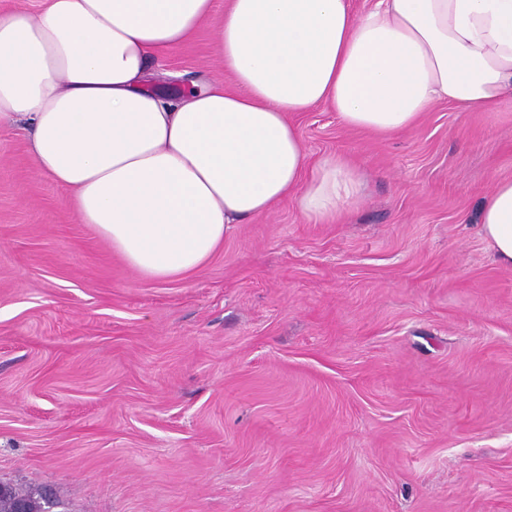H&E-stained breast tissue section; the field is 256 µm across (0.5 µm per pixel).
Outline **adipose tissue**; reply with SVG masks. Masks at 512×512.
<instances>
[{"mask_svg": "<svg viewBox=\"0 0 512 512\" xmlns=\"http://www.w3.org/2000/svg\"><path fill=\"white\" fill-rule=\"evenodd\" d=\"M214 27L232 87L179 98L145 89L152 60ZM512 86V0H48L0 14V122H25L36 169L69 193L141 277L200 271L231 225L290 199L334 223L362 195L354 166L316 167L294 112L317 106L347 128L392 135L433 104L492 109ZM478 222L512 267V177L492 182Z\"/></svg>", "mask_w": 512, "mask_h": 512, "instance_id": "adipose-tissue-1", "label": "adipose tissue"}]
</instances>
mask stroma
<instances>
[{"label":"stroma","mask_w":512,"mask_h":512,"mask_svg":"<svg viewBox=\"0 0 512 512\" xmlns=\"http://www.w3.org/2000/svg\"><path fill=\"white\" fill-rule=\"evenodd\" d=\"M201 27L150 65L220 81ZM365 190L293 201L199 272L142 278L0 124V482L53 512H512V268L478 224L512 93L395 135L291 116Z\"/></svg>","instance_id":"1"}]
</instances>
